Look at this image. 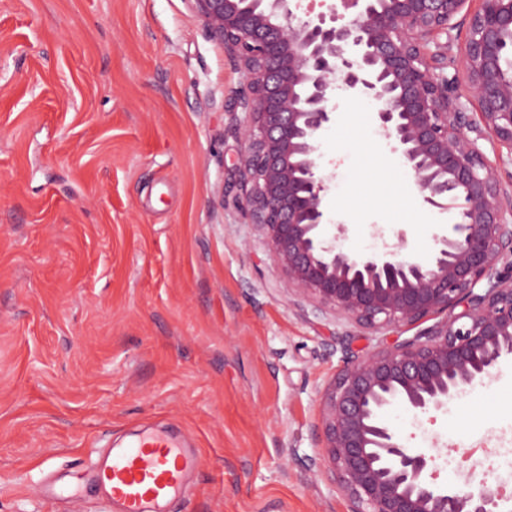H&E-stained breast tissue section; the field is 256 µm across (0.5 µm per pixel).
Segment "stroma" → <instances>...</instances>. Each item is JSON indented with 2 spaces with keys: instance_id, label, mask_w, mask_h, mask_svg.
<instances>
[{
  "instance_id": "1",
  "label": "stroma",
  "mask_w": 512,
  "mask_h": 512,
  "mask_svg": "<svg viewBox=\"0 0 512 512\" xmlns=\"http://www.w3.org/2000/svg\"><path fill=\"white\" fill-rule=\"evenodd\" d=\"M242 83L189 0H0V512H109L78 484L110 439L171 424L202 467L177 512H350L320 452L324 387L396 337L288 288L233 200ZM328 224L353 254L429 256L422 206L369 101L318 139ZM387 422L438 449L441 483L495 479L466 453L512 427V361L489 387Z\"/></svg>"
}]
</instances>
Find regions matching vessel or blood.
<instances>
[{"instance_id":"obj_1","label":"vessel or blood","mask_w":512,"mask_h":512,"mask_svg":"<svg viewBox=\"0 0 512 512\" xmlns=\"http://www.w3.org/2000/svg\"><path fill=\"white\" fill-rule=\"evenodd\" d=\"M200 466L197 449L177 432L162 430L104 449L90 480L104 490L111 512H172L189 494Z\"/></svg>"}]
</instances>
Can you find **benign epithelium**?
<instances>
[{
    "label": "benign epithelium",
    "mask_w": 512,
    "mask_h": 512,
    "mask_svg": "<svg viewBox=\"0 0 512 512\" xmlns=\"http://www.w3.org/2000/svg\"><path fill=\"white\" fill-rule=\"evenodd\" d=\"M205 34L224 44L245 114L233 164L251 223L288 289L375 332L442 318L416 335L350 360L320 398V458L352 512H506L512 493L485 478L448 489L435 457L406 447L385 422L400 404L439 411L492 380L512 358V183L487 163L483 142L512 154V0H480L465 14L460 70L449 42L468 0H341L302 19L293 0H189ZM478 104L471 120L454 91ZM374 102L375 120L413 173L422 205L446 213L452 232L427 258L342 250L323 208L329 178L317 136L335 114L336 90Z\"/></svg>",
    "instance_id": "7a95c632"
}]
</instances>
